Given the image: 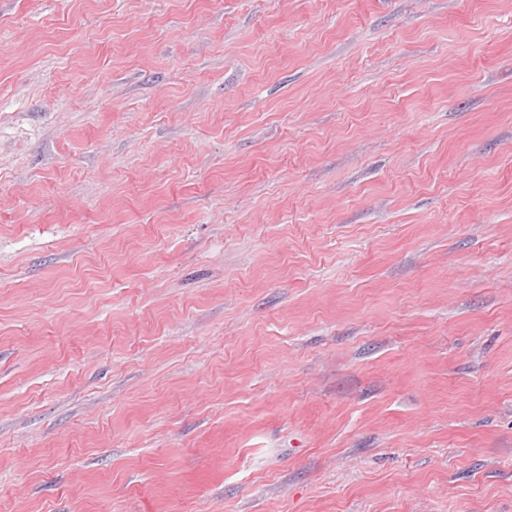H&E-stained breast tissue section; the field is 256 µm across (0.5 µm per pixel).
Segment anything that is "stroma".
<instances>
[{
  "label": "stroma",
  "mask_w": 512,
  "mask_h": 512,
  "mask_svg": "<svg viewBox=\"0 0 512 512\" xmlns=\"http://www.w3.org/2000/svg\"><path fill=\"white\" fill-rule=\"evenodd\" d=\"M0 512H512V0H0Z\"/></svg>",
  "instance_id": "1"
}]
</instances>
